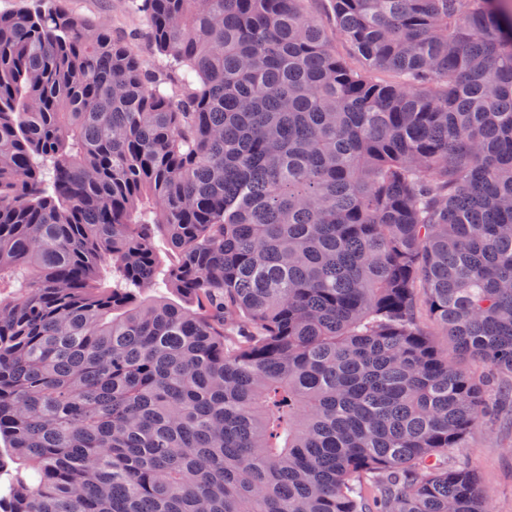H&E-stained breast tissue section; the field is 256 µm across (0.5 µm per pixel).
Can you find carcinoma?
I'll use <instances>...</instances> for the list:
<instances>
[{
	"label": "carcinoma",
	"instance_id": "1",
	"mask_svg": "<svg viewBox=\"0 0 512 512\" xmlns=\"http://www.w3.org/2000/svg\"><path fill=\"white\" fill-rule=\"evenodd\" d=\"M302 2L0 13V512H491L512 10ZM68 8L76 14L98 18L112 29V36L127 40L136 35V45L141 50L145 64L161 67L163 62L154 55L145 37L146 25L135 9L132 0H65ZM333 0H305L306 12L314 17L324 28L331 30L335 23ZM448 461L465 462L486 492L491 512H512V412L473 431Z\"/></svg>",
	"mask_w": 512,
	"mask_h": 512
}]
</instances>
